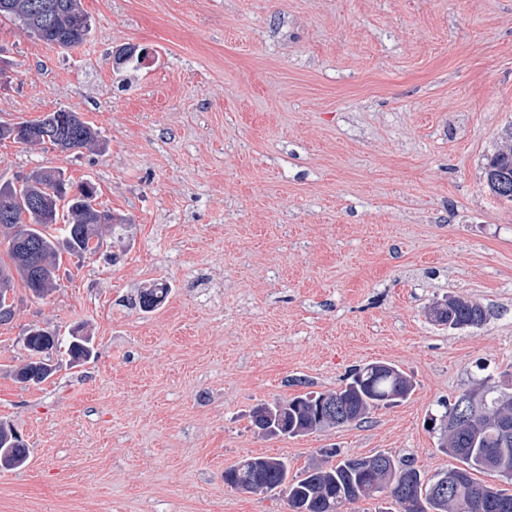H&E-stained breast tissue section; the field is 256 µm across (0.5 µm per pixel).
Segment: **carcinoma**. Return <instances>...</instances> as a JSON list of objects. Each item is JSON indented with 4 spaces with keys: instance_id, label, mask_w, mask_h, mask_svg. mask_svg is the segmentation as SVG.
Segmentation results:
<instances>
[{
    "instance_id": "1",
    "label": "carcinoma",
    "mask_w": 512,
    "mask_h": 512,
    "mask_svg": "<svg viewBox=\"0 0 512 512\" xmlns=\"http://www.w3.org/2000/svg\"><path fill=\"white\" fill-rule=\"evenodd\" d=\"M45 0H26L28 7L22 11L0 8L1 17L19 21L40 41L56 44L59 29L43 10ZM58 7L72 13L78 26L72 32L70 47L80 45L89 35L88 15L79 0H51ZM50 115L27 123V128L12 133L9 124L0 123V141L10 139L24 147H35L38 142L32 137L34 129L46 122ZM65 137L78 148L91 149L98 143L97 130L84 119L74 115L64 129ZM505 146L488 158L485 167L487 189L496 197L512 201V126L503 133ZM96 188L85 182L77 187L70 184L60 170L37 171L29 176L21 187L12 183L0 184V207L7 204L12 211V220L0 222V234L7 241L9 262H0V281L7 284L6 292H0V310L9 309L8 315L0 317V323L14 316L13 304L8 302V293L19 280L34 296L45 298L57 287V261L61 253L73 256L93 254L99 250L103 232L123 228L124 219L112 213L102 212L106 222L89 223V216L98 212L95 208ZM66 214L64 223L60 214ZM22 236L39 262V279H34L29 265L19 255L16 238ZM169 288L157 285L139 294V305L149 311L168 295ZM445 319L467 328H478L487 320L484 307L472 300L457 297L445 312ZM27 352L60 347L74 364L89 360L93 355L92 338L70 335L62 343L57 333L40 327L28 329L23 338ZM414 390L411 377L400 370L393 376H377L367 368H357L350 381L338 390L329 393H306L285 402H275L266 411L262 429L271 437H298L330 426L319 418V401L326 399L346 409V423L360 421L379 404L391 405L407 399ZM512 421V392L494 385L488 387L484 402L474 417L471 430L460 436L448 427L441 432L442 446L448 455L462 463L453 466L461 479L458 498L442 497L433 492L437 479H427L410 459L393 461L394 476H404L414 499L419 502L418 512H512V490L484 484L472 477V472H493L509 480L512 478V427L505 432L500 420ZM30 450L12 431L0 426V463L10 468L25 465ZM257 481L267 491L278 490L285 494L289 509L303 506L306 512H340L341 507L365 497L383 492L373 487L371 475L363 459L344 457L336 464L324 468L315 464L301 475L289 477L288 463L275 457L257 456L249 458V464L234 465L224 470V483L232 488Z\"/></svg>"
}]
</instances>
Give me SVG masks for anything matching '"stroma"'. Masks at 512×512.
<instances>
[{"label":"stroma","mask_w":512,"mask_h":512,"mask_svg":"<svg viewBox=\"0 0 512 512\" xmlns=\"http://www.w3.org/2000/svg\"><path fill=\"white\" fill-rule=\"evenodd\" d=\"M74 48L0 17V122L66 110L99 132L60 153L0 141V180L63 170L123 216L101 249L62 254L47 298L14 288L0 324V512H289L224 483L249 457L291 474L340 456L455 466L438 421L512 379V202L485 165L512 124V0H81ZM137 46L143 58L114 63ZM170 292L151 312L141 290ZM479 302L480 328L427 308ZM93 339L88 362L16 382L28 328ZM392 364L410 397L295 438L253 407L331 392ZM30 450L10 429L0 426V461L6 467L19 468L25 465Z\"/></svg>","instance_id":"1"}]
</instances>
